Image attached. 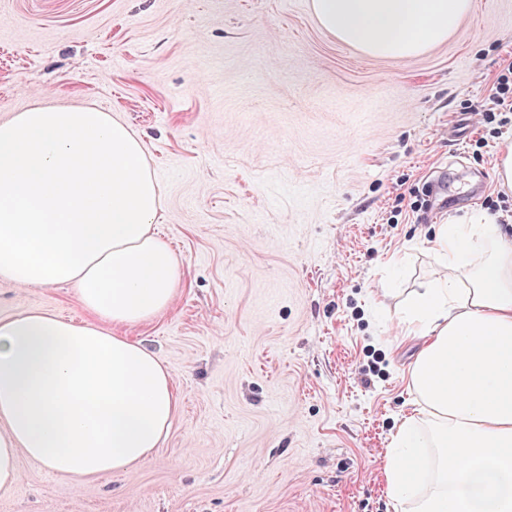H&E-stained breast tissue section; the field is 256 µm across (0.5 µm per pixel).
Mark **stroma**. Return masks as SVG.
Masks as SVG:
<instances>
[{
  "label": "stroma",
  "mask_w": 512,
  "mask_h": 512,
  "mask_svg": "<svg viewBox=\"0 0 512 512\" xmlns=\"http://www.w3.org/2000/svg\"><path fill=\"white\" fill-rule=\"evenodd\" d=\"M511 62L512 0L405 59L337 41L310 0H0V122L128 125L179 261L172 304L115 328L173 376L165 439L108 481L19 458L0 512H393L415 353L397 312L441 273L439 225H512V116L475 112ZM32 310L89 318L77 285L0 278V319Z\"/></svg>",
  "instance_id": "1"
}]
</instances>
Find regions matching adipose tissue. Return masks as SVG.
I'll return each mask as SVG.
<instances>
[{
    "mask_svg": "<svg viewBox=\"0 0 512 512\" xmlns=\"http://www.w3.org/2000/svg\"><path fill=\"white\" fill-rule=\"evenodd\" d=\"M321 27L370 57L439 44L472 0H311ZM160 194L142 146L110 113L32 109L0 123V276L75 283L89 320L0 319V488L19 456L108 478L144 459L176 411L173 379L112 332L172 301L178 263L152 232ZM443 268L398 315L416 340L410 408L385 468L402 512H512V238L495 216L449 219Z\"/></svg>",
    "mask_w": 512,
    "mask_h": 512,
    "instance_id": "obj_1",
    "label": "adipose tissue"
}]
</instances>
